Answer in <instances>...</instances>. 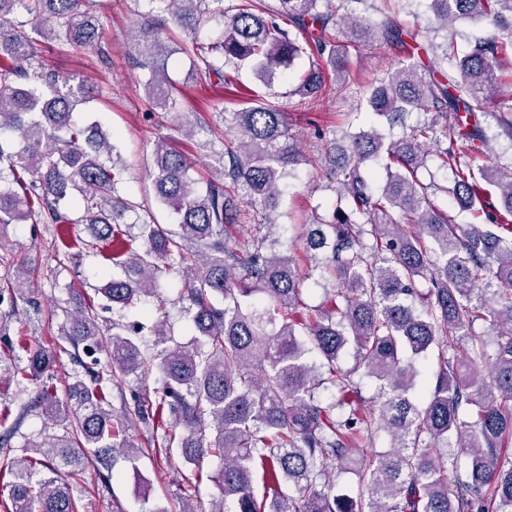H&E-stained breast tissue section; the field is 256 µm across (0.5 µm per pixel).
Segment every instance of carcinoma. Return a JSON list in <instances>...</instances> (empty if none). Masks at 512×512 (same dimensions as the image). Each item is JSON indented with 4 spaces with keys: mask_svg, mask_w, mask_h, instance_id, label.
Masks as SVG:
<instances>
[{
    "mask_svg": "<svg viewBox=\"0 0 512 512\" xmlns=\"http://www.w3.org/2000/svg\"><path fill=\"white\" fill-rule=\"evenodd\" d=\"M148 2L134 50L151 70V110L176 108L165 71L176 51L227 98L241 90L224 69L249 66L271 78L305 55L310 66L295 93L329 95L349 76L338 31L347 48L378 41L400 55L360 104L404 132L388 138L374 125L329 150L326 169L344 206L328 219L313 213L303 225L307 265L276 250L277 237L268 249L246 250L229 233L243 204L278 209L281 181L303 157L276 106L226 112L234 142L203 144L221 178L191 177L187 157L162 141L152 150L157 198L177 216L170 230L119 195L111 135L79 110L89 95L45 72L33 50L38 36L61 51L101 46L96 0H0V224L89 225L91 239L76 241L73 257L112 245L121 273L96 293L117 312L156 296L160 273L179 267L194 331L189 346L145 354L142 324L114 321L106 337L94 301L83 303L64 336L91 364L102 352L107 364L90 381L68 384L63 401L51 382L57 348L22 344L21 356L12 346L0 354L3 370L38 385L35 406L45 417L22 455L0 457V471L11 476L7 512H78L74 486L88 463L106 468L118 453L136 465L142 449L127 435L130 417L112 413L109 394L154 371L160 386L134 416L152 429L154 451L166 454L176 441L191 466L171 512H224L228 501L235 512H512V457L500 453L512 440V166L495 161L484 127L485 104L512 64V0H430L442 31L458 20L492 28L462 55L451 35L423 46L387 15L365 23L346 9L355 0H239L232 14L223 0ZM163 13L193 33L220 17L224 30L214 42L174 45L163 36ZM421 49L431 52V66L414 61ZM216 54L220 66L211 61ZM416 110H432L445 124L413 122ZM492 117L497 135L512 140V113ZM426 141L454 169L443 192L476 222L453 223L436 191L417 178L429 157ZM490 186L498 206L487 198ZM75 203L82 214L73 219ZM128 223L137 234L121 229ZM322 280L333 284L325 290L329 307L312 308L309 285ZM30 286L19 270L0 288V305L9 308L0 325ZM477 322L487 333L472 331ZM458 345L462 353L448 357ZM348 348L355 366L344 370L339 359ZM433 349L438 369L419 403L417 359ZM357 374L377 384L371 407ZM167 409L182 434L159 424ZM380 432L386 449L360 455ZM209 456L222 461L212 477L222 497L205 509L189 493ZM330 463L355 474L357 496L324 481Z\"/></svg>",
    "mask_w": 512,
    "mask_h": 512,
    "instance_id": "cac0c4a2",
    "label": "carcinoma"
}]
</instances>
